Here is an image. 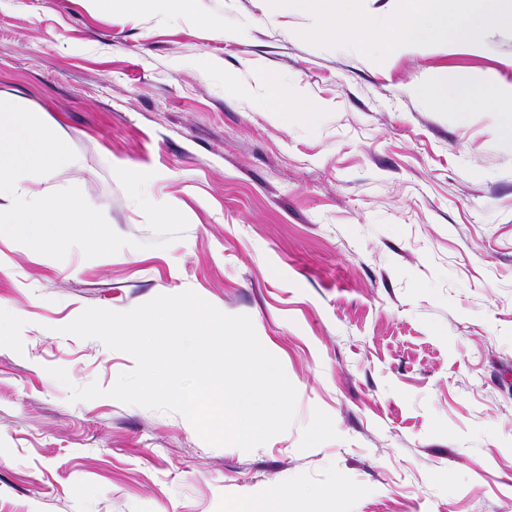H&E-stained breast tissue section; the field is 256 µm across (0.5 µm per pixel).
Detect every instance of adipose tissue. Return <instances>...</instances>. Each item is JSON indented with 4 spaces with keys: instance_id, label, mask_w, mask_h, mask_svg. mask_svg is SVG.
<instances>
[{
    "instance_id": "adipose-tissue-1",
    "label": "adipose tissue",
    "mask_w": 512,
    "mask_h": 512,
    "mask_svg": "<svg viewBox=\"0 0 512 512\" xmlns=\"http://www.w3.org/2000/svg\"><path fill=\"white\" fill-rule=\"evenodd\" d=\"M356 0H323L321 26L317 35L325 42L345 47L352 43L368 45L375 23L356 16ZM403 22L398 29L386 30L381 42L384 55L405 50L455 42L478 46L483 34L496 26L512 24V0H457L458 10L448 15L436 10L434 0H401Z\"/></svg>"
}]
</instances>
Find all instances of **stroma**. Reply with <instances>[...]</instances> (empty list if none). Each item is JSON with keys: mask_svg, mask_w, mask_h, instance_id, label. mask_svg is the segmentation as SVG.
Listing matches in <instances>:
<instances>
[{"mask_svg": "<svg viewBox=\"0 0 512 512\" xmlns=\"http://www.w3.org/2000/svg\"><path fill=\"white\" fill-rule=\"evenodd\" d=\"M194 22L0 0V99L61 127L71 186L145 249L58 261L0 235V512H512V107L439 109L434 76L512 85V28L391 58L303 37L297 0H197ZM309 112L280 120L264 76ZM188 220L154 233L115 168ZM191 290L248 315L297 390L244 451L104 396L135 360L61 333L85 308Z\"/></svg>", "mask_w": 512, "mask_h": 512, "instance_id": "stroma-1", "label": "stroma"}]
</instances>
